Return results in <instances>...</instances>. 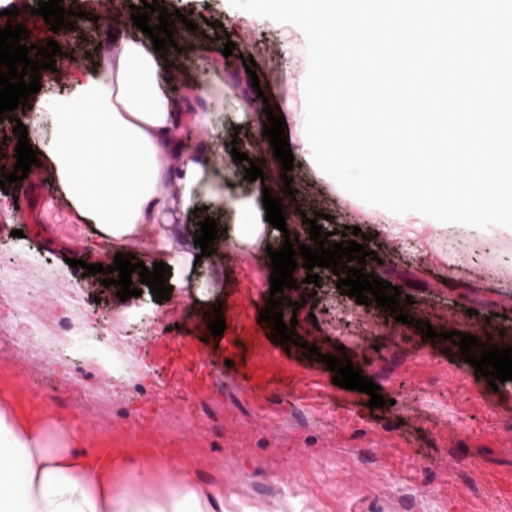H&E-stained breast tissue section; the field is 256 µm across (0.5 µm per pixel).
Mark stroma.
<instances>
[{
    "mask_svg": "<svg viewBox=\"0 0 512 512\" xmlns=\"http://www.w3.org/2000/svg\"><path fill=\"white\" fill-rule=\"evenodd\" d=\"M191 14V32L161 83L182 87L221 81L224 123L193 137L190 149L218 156L227 189L255 194L230 151L263 160L257 142L265 105L301 111L306 41L274 23L256 25L230 0H158ZM235 44L223 56V37ZM254 58L247 74L244 58ZM289 174L296 204L323 213L324 231L360 227L372 251L365 269L407 282L404 311L431 324L438 339L396 321L377 305L350 304L352 331L326 313L338 277L319 269V285L285 290L297 301L298 342L275 343L260 321L270 295L268 249L284 235L309 241L294 218L270 229L263 244L217 248L196 271H172L168 301L150 289L120 301L70 260L95 264L103 251L168 262L150 250L152 227L139 240L106 244L64 219L65 206L46 174L21 189L0 190V411L44 430L54 445L83 450L112 477V496L127 512L151 503L223 512H512V381L491 388L445 337L454 320L475 336L512 346V241L489 249L484 234L463 230L450 251L436 225L415 227L412 256L398 237L378 234L385 209L320 177L302 155ZM221 304L226 328L212 336L200 308ZM32 333L11 338L21 321ZM320 353L350 358L381 388L386 404L335 385ZM169 449L160 458L158 449Z\"/></svg>",
    "mask_w": 512,
    "mask_h": 512,
    "instance_id": "35a3bbf8",
    "label": "stroma"
}]
</instances>
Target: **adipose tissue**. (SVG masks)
<instances>
[{
	"label": "adipose tissue",
	"mask_w": 512,
	"mask_h": 512,
	"mask_svg": "<svg viewBox=\"0 0 512 512\" xmlns=\"http://www.w3.org/2000/svg\"><path fill=\"white\" fill-rule=\"evenodd\" d=\"M103 52L104 69L71 57L74 89L21 118L68 211L103 241L135 240L153 225V249L187 265L192 253L174 250L179 227L169 218L192 213L205 198L234 217L222 236L227 246L255 243L265 226L254 199L226 191L207 157L183 144L186 129L218 123L223 88L165 92L162 59L138 38L113 36ZM43 446L41 431L0 412V456L10 461L0 466V512H126L113 500L104 468L80 451L49 453Z\"/></svg>",
	"instance_id": "ef3b65f1"
}]
</instances>
